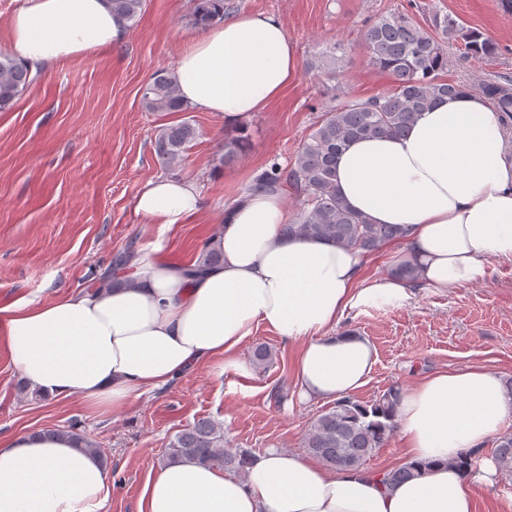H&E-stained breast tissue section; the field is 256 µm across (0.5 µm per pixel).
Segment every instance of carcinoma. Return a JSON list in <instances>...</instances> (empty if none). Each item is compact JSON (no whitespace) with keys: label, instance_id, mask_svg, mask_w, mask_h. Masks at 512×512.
Masks as SVG:
<instances>
[{"label":"carcinoma","instance_id":"1","mask_svg":"<svg viewBox=\"0 0 512 512\" xmlns=\"http://www.w3.org/2000/svg\"><path fill=\"white\" fill-rule=\"evenodd\" d=\"M112 11L131 22L143 8L144 0H111ZM224 20V0H191L187 22L206 29ZM461 43L466 55L491 60L495 54L492 41L478 30L468 29L448 14L438 12L429 23L421 25L401 13L377 18L362 34V45L370 64L388 73L393 88L366 99L348 100L326 110L315 129L303 141L286 167L274 163L257 174L251 189L274 190L289 186L300 207L285 227L287 234L316 238L340 248L357 250L368 256L388 242L403 237L400 227L373 224L353 211L336 190V163L341 152L355 139L398 137L406 133L422 112L437 100L473 92L476 87L463 81H448L441 73L448 69V44ZM332 77L336 73V54L323 53L307 63ZM32 79L29 69L10 55L0 52V111L12 107ZM482 93L493 100L504 126L512 124V92L497 85L482 86ZM146 112H184L187 105L178 94L172 77L159 73L141 93ZM247 127L224 143L225 163L243 159L249 151ZM197 136L188 121L157 130L154 149L166 165L179 163ZM209 238L195 261L200 269L220 262L222 254ZM400 389L391 387L370 405L342 399L319 414L307 427L304 447L333 469L359 468L378 448L384 447L395 429L396 405ZM51 432L67 436L80 448L108 462L98 443L74 426L53 428ZM252 454L226 445L224 424L200 418L169 442L165 460L184 459L201 465L232 470L247 475ZM495 462L501 474L512 478V433L495 441ZM418 475L411 466L386 472L384 482L397 484Z\"/></svg>","mask_w":512,"mask_h":512}]
</instances>
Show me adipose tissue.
I'll return each instance as SVG.
<instances>
[{
  "label": "adipose tissue",
  "instance_id": "adipose-tissue-1",
  "mask_svg": "<svg viewBox=\"0 0 512 512\" xmlns=\"http://www.w3.org/2000/svg\"><path fill=\"white\" fill-rule=\"evenodd\" d=\"M129 24L110 0H16L11 56L30 68L122 45ZM281 21L249 13L193 38L173 78L183 101L232 126L278 99L299 76ZM336 189L374 224H397L416 282L371 279L355 250L284 233L280 192L253 191L228 209L219 263L194 270L161 246L135 259L109 290L0 306V340L30 388L82 396L104 413L129 406L189 370L234 354L254 326L298 344L292 379L301 398L336 401L368 381L377 353L368 337L339 331L369 306L401 307L414 284L446 289L485 280L512 261V146L481 93L446 97L403 137L364 138L341 155ZM138 214L169 226L203 209L184 178L147 181ZM512 416L497 372L481 365L438 371L401 392L397 435L422 472L395 486L365 468L330 470L271 448L247 477L182 460L148 479L139 512H476L492 485V459L477 454ZM112 474L63 436L20 432L0 441V512H107Z\"/></svg>",
  "mask_w": 512,
  "mask_h": 512
}]
</instances>
